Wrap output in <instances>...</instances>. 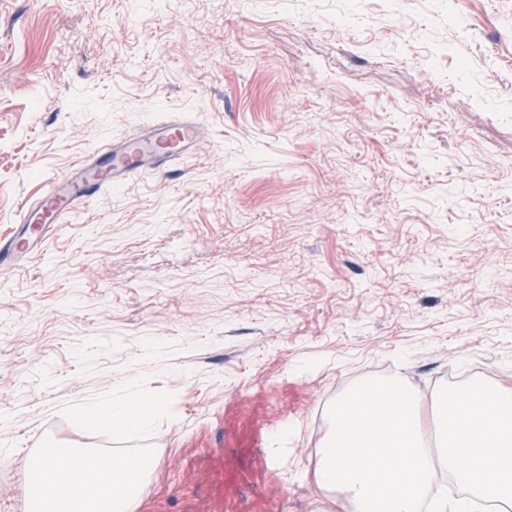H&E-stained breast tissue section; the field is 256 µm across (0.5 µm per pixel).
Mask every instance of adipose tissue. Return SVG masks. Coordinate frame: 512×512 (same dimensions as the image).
Wrapping results in <instances>:
<instances>
[{
    "instance_id": "ef3b65f1",
    "label": "adipose tissue",
    "mask_w": 512,
    "mask_h": 512,
    "mask_svg": "<svg viewBox=\"0 0 512 512\" xmlns=\"http://www.w3.org/2000/svg\"><path fill=\"white\" fill-rule=\"evenodd\" d=\"M441 473L461 497H432ZM309 476L319 512L341 498L350 512H472L478 500L512 512V389L425 394L394 375L368 378L332 404Z\"/></svg>"
}]
</instances>
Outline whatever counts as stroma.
<instances>
[{"label":"stroma","mask_w":512,"mask_h":512,"mask_svg":"<svg viewBox=\"0 0 512 512\" xmlns=\"http://www.w3.org/2000/svg\"><path fill=\"white\" fill-rule=\"evenodd\" d=\"M175 113L196 154L0 272V512L140 372L177 414L144 512H317L338 394L512 387V0H0V234Z\"/></svg>","instance_id":"35a3bbf8"}]
</instances>
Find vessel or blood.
<instances>
[{"label":"vessel or blood","mask_w":512,"mask_h":512,"mask_svg":"<svg viewBox=\"0 0 512 512\" xmlns=\"http://www.w3.org/2000/svg\"><path fill=\"white\" fill-rule=\"evenodd\" d=\"M202 126L170 118L144 125L110 147L96 150L64 176L46 179L35 198L25 201L8 234L0 237V267L19 268L42 252L57 225L84 205L131 177L162 172L201 143Z\"/></svg>","instance_id":"1"}]
</instances>
